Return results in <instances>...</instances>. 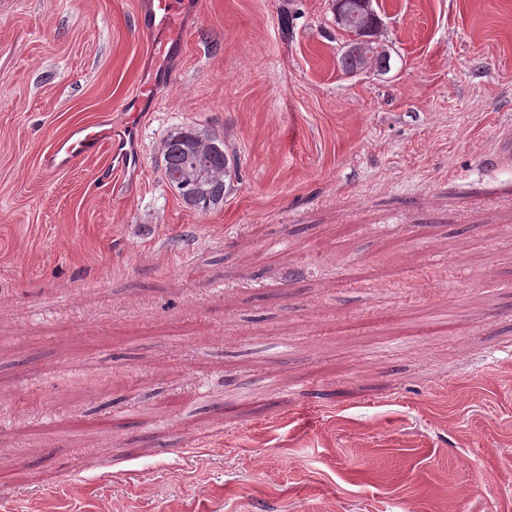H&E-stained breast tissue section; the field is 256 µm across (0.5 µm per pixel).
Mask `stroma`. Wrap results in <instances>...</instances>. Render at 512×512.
Wrapping results in <instances>:
<instances>
[{"label":"stroma","mask_w":512,"mask_h":512,"mask_svg":"<svg viewBox=\"0 0 512 512\" xmlns=\"http://www.w3.org/2000/svg\"><path fill=\"white\" fill-rule=\"evenodd\" d=\"M140 0H0V512H512V0H200L142 118ZM180 127L238 179L165 184ZM284 244L270 258L271 244ZM377 1L374 0H347L342 2H336L339 4L336 10V21L341 26H350L349 22H353L359 19L361 16L366 15L362 21V27L368 32L366 36L372 37L380 27L379 18L377 15L371 14L376 6ZM360 39L361 38L359 36L353 35L352 41L345 45L346 51L349 53H352L354 55L343 54L340 52L339 56H337V64H338L339 68L344 73L349 74V73L358 72L359 66L362 65V62L360 61V59L362 61H365L364 65H363L365 67L368 58H370L372 56L371 53L365 54V53L361 52L360 45H359ZM355 55H358L360 57V59ZM108 143L113 150L119 144L112 143L105 132L97 131L95 126H84L77 129L66 140L58 143L48 157V162L57 168H70L89 157L96 149ZM200 135L191 128L170 135L163 151V177L167 187L185 202L201 212H207L224 201V194L237 178L238 163L234 154L224 149L223 140L208 139L213 145L196 143L192 135ZM201 136V135H200ZM186 140L194 151H186ZM485 165L502 166L512 163V132L501 135L495 142Z\"/></svg>","instance_id":"35a3bbf8"}]
</instances>
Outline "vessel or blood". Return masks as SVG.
<instances>
[{"label":"vessel or blood","mask_w":512,"mask_h":512,"mask_svg":"<svg viewBox=\"0 0 512 512\" xmlns=\"http://www.w3.org/2000/svg\"><path fill=\"white\" fill-rule=\"evenodd\" d=\"M198 6V0H145L138 14V28L147 38L152 76L139 82L135 94L123 106L128 135L136 134L140 116L153 98L157 80L171 78L169 59L173 51L183 44L184 17ZM107 141L104 132L95 127H81L55 146L48 161L58 168L73 167ZM486 163L490 166L512 163V132L496 140Z\"/></svg>","instance_id":"b4317fda"}]
</instances>
